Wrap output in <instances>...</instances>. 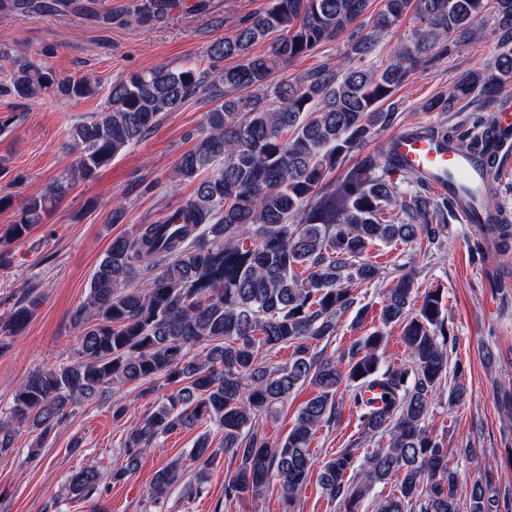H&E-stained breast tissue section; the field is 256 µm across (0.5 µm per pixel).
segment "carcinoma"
Returning <instances> with one entry per match:
<instances>
[{
	"label": "carcinoma",
	"mask_w": 512,
	"mask_h": 512,
	"mask_svg": "<svg viewBox=\"0 0 512 512\" xmlns=\"http://www.w3.org/2000/svg\"><path fill=\"white\" fill-rule=\"evenodd\" d=\"M273 0L271 9L245 21L231 38L208 46L224 102L206 113L195 146L184 153L176 177L197 182L194 193L164 224H138L112 238L76 313V360L32 373L16 389L0 419V451L20 426L44 440L77 399L108 398L118 386L155 381L178 384L125 435L128 464L104 474L95 464L70 479L77 497L97 491L103 478L124 481L155 440L206 420L223 434L222 448L238 462L224 485V500L258 496L277 485L284 512H295L314 467L310 444L319 427L336 419V394L351 389L361 434L389 432V444L364 464L345 448L323 462L319 481L346 512L378 483L401 474L397 492L377 512H499V489L475 482L468 502L457 498V472L448 449L428 430L431 394L447 376L449 337L440 289L417 295L413 272L401 274L384 294L382 327L355 342L339 359L314 349L336 334V315L354 304L349 285L380 276L366 253L376 244L425 242L456 215L453 199L427 195L428 178L407 169L388 144L349 162L372 130L395 121L384 105L421 64L439 60L479 36V23L494 20L502 52L493 65L462 76L429 98L425 112H452L464 99L501 102L512 83V0ZM172 0H145L139 15L159 17ZM413 14L414 36L401 42L382 66L367 64L377 35ZM347 34L336 64L272 82L282 66ZM269 40L268 50L252 53ZM8 92L21 99L45 93L73 99L97 92L87 79H57L30 62L15 64ZM207 88V71L191 65L158 66L114 82L104 110L69 130L76 156L70 170L38 197L29 198L10 237H27L41 215L66 196L78 178L94 177L128 147L149 135L162 115L178 110ZM253 94L243 96L240 91ZM415 137L444 142L479 157L496 173L494 114L478 115L462 130L446 124L418 126ZM481 209L495 222L479 227L483 238L512 249V214L484 195ZM148 276V287L136 285ZM34 300L26 298L0 316V333L24 329ZM396 324L409 363H385L384 329ZM293 347L284 366L271 367L272 350ZM309 383L317 394L299 409L283 439L260 431V419ZM380 393L367 396L373 389ZM191 455L201 461L197 486L218 455L209 437ZM178 477L177 467L154 474L156 496Z\"/></svg>",
	"instance_id": "cac0c4a2"
}]
</instances>
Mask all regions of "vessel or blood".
Listing matches in <instances>:
<instances>
[{"mask_svg": "<svg viewBox=\"0 0 512 512\" xmlns=\"http://www.w3.org/2000/svg\"><path fill=\"white\" fill-rule=\"evenodd\" d=\"M397 150L414 168L426 172L437 192L458 197L459 214L463 221H471L477 204L471 196L483 193L489 180L472 156L451 147H438L427 139L397 135Z\"/></svg>", "mask_w": 512, "mask_h": 512, "instance_id": "1", "label": "vessel or blood"}]
</instances>
